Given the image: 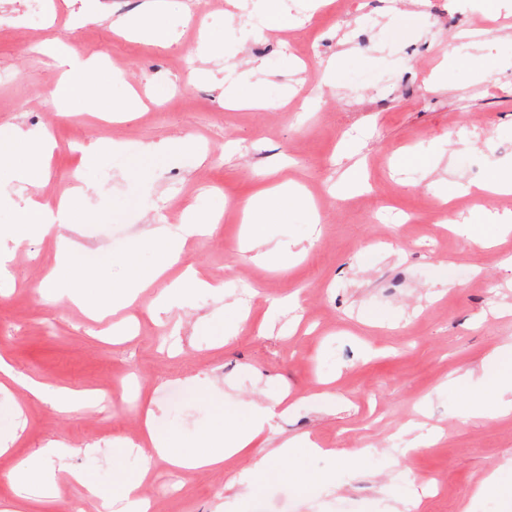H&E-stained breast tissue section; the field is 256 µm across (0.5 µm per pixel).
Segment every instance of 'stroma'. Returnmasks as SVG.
Here are the masks:
<instances>
[{"instance_id":"35a3bbf8","label":"stroma","mask_w":512,"mask_h":512,"mask_svg":"<svg viewBox=\"0 0 512 512\" xmlns=\"http://www.w3.org/2000/svg\"><path fill=\"white\" fill-rule=\"evenodd\" d=\"M142 2L44 0L36 12L29 0H0V128L56 143L47 176L0 194V246L13 250L16 282L0 296V354L49 392L0 393V436L13 440L0 453V502L21 493L30 512H101L123 480L139 477L156 512H391L415 498L419 512H459L463 502L470 512H512V415L471 417V404L496 391L477 375L463 387L448 382L512 345V271L502 265L512 235L478 248L442 224H484L487 213L512 212V195L444 206L435 194L512 171V0H329L319 9L240 0L234 19L225 0H163L164 49L145 34L112 33L113 19ZM274 12L290 17L288 30L248 34ZM43 40L104 55L124 79L96 91L120 101L129 87L145 89L144 108L125 121L60 117L47 92L59 72L35 49ZM451 49L460 63L448 62ZM250 61L263 67L266 107L225 108V88L251 93L240 81ZM176 139L197 151L174 162L142 151ZM94 141L124 149L79 169ZM269 172L303 187L320 220L299 204L270 214L257 262L240 206ZM79 183L88 189L79 224L12 246L4 232L24 198L53 201ZM213 212L222 224L190 239L186 260L222 282L220 292L163 307L153 287L96 321L37 290L61 243L78 278L96 256L132 247L153 265L160 253L146 234L156 215L175 235L181 221ZM291 294L296 309L268 313V301ZM242 306L253 325L239 332ZM58 389L73 409L55 407ZM249 400L287 409L270 444L306 435L362 454L281 455L262 477L244 455L229 488L227 473L179 470L124 447L142 438L148 417L194 451L210 431L241 427ZM437 428L445 437L429 444ZM412 435L426 445L409 453ZM51 446L60 456L45 455ZM35 463L56 473L52 491L18 482ZM326 474L335 490L322 485ZM491 474L502 495H475Z\"/></svg>"}]
</instances>
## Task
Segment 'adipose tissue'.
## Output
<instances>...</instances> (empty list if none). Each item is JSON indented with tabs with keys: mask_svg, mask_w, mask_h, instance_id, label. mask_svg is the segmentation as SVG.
<instances>
[{
	"mask_svg": "<svg viewBox=\"0 0 512 512\" xmlns=\"http://www.w3.org/2000/svg\"><path fill=\"white\" fill-rule=\"evenodd\" d=\"M42 52L55 54L58 67L63 74L57 85V94L63 103L64 111H72L81 107L85 112H131L138 105L137 95L122 102L107 103L88 92L90 82L97 78L101 71V58L96 54H79L72 51L56 52L54 46L45 44ZM27 148L29 162L16 170V181L25 182L40 175L42 160L48 157L53 149L49 136L32 138L23 130L16 129L0 134V158H14L20 148ZM301 193L285 183L265 186L254 198L244 206V222L248 224L249 238L252 246L260 248L265 244V227L268 213L287 212L289 206L302 202ZM83 207L79 196L67 195L56 203H44L35 198H27L19 219L10 230V237L15 243H23L33 236L50 233L55 226L72 224L76 218L82 217ZM217 216H210L208 223L187 224L181 238H169L163 226H155L151 231L153 241L159 242L164 251L162 263L151 268L141 267L136 261L135 251L121 255L120 260L129 268V278L121 293L102 296L100 305L118 306L130 301L138 289L154 284L168 269L181 263L184 259V246L188 239L209 234L217 223ZM490 365L496 368L501 395L495 402L480 404L475 408L476 415L496 418L512 413V347H505L494 353L489 359ZM248 421L238 429L232 437L212 435L206 438L204 449L198 453H187L182 444L170 436L155 432L153 427H146L143 440L138 444L139 452L155 455L175 466L187 470H220L229 468L237 457L249 454L257 443L265 441L266 431L271 420L277 414L273 405L256 402L247 405Z\"/></svg>",
	"mask_w": 512,
	"mask_h": 512,
	"instance_id": "ef3b65f1",
	"label": "adipose tissue"
}]
</instances>
